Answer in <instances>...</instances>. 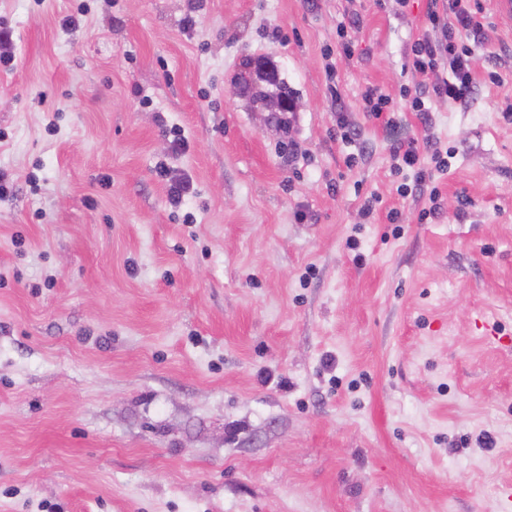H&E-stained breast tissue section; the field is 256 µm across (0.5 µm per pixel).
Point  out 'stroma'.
Returning a JSON list of instances; mask_svg holds the SVG:
<instances>
[{
  "label": "stroma",
  "mask_w": 512,
  "mask_h": 512,
  "mask_svg": "<svg viewBox=\"0 0 512 512\" xmlns=\"http://www.w3.org/2000/svg\"><path fill=\"white\" fill-rule=\"evenodd\" d=\"M479 3L464 109L408 65L430 0H0V512H500L512 13ZM369 85L427 110L385 128ZM409 138L452 153L428 219ZM392 158L401 165L415 167L420 162L419 149L415 139L396 141L391 147Z\"/></svg>",
  "instance_id": "1"
}]
</instances>
